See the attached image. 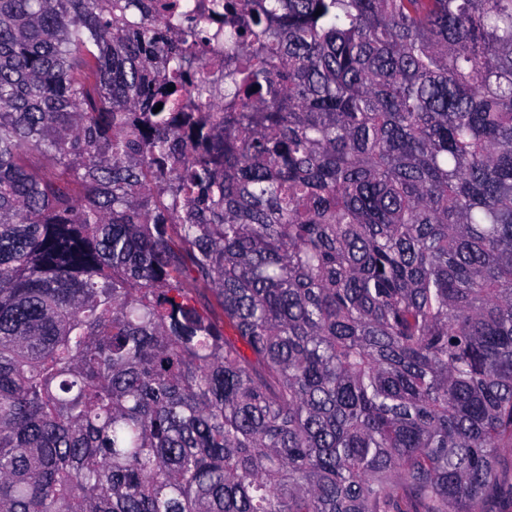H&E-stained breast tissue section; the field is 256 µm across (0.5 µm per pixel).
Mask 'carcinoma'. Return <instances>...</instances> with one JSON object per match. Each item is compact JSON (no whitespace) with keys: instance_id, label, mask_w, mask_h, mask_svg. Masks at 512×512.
Instances as JSON below:
<instances>
[{"instance_id":"cac0c4a2","label":"carcinoma","mask_w":512,"mask_h":512,"mask_svg":"<svg viewBox=\"0 0 512 512\" xmlns=\"http://www.w3.org/2000/svg\"><path fill=\"white\" fill-rule=\"evenodd\" d=\"M208 11L0 0V512H512V0Z\"/></svg>"}]
</instances>
